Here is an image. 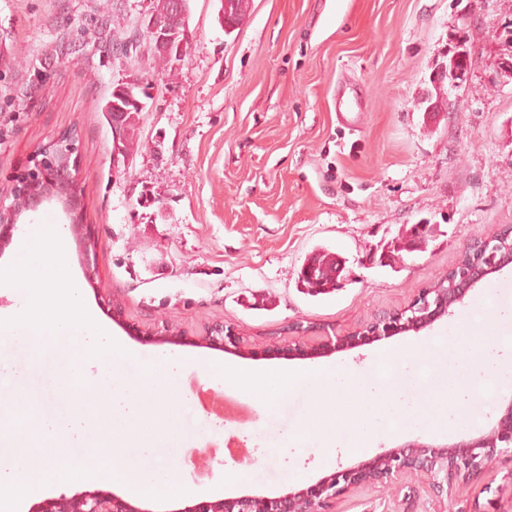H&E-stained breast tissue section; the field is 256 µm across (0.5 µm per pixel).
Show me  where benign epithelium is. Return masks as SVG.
<instances>
[{
  "label": "benign epithelium",
  "mask_w": 512,
  "mask_h": 512,
  "mask_svg": "<svg viewBox=\"0 0 512 512\" xmlns=\"http://www.w3.org/2000/svg\"><path fill=\"white\" fill-rule=\"evenodd\" d=\"M188 0H176L173 14L167 19L153 18L148 33L153 48L162 54L180 53L184 41L176 40L178 27L186 26ZM448 68L444 76L448 84L459 86L465 76L466 50L457 44L449 49ZM79 130L74 128L41 146L29 158V166L14 181L9 196L11 202H0V246L12 235L17 224L45 203L58 205L69 221L84 254L94 248L85 224L80 182L82 168L76 149ZM476 252L473 265L459 271L455 268L448 277L431 288L423 289L407 306L377 316L372 321L344 334H330L320 327H297L296 335L288 340L273 339L253 351L255 356L323 357L335 351L369 346L383 338L398 334L420 333L435 321L455 314L473 287L487 276L512 263V234L495 230L472 239L463 246L461 254ZM141 340L154 345L235 348L243 343L234 328L215 321L205 334L192 340L186 332L173 325L155 329ZM512 455V400L495 424L476 438L436 444L419 439L376 454L374 457L336 470L320 477L315 483L277 496L259 492L234 497L213 498L186 506L179 512H336L337 505L350 493L364 488L403 490L407 476L415 475L432 487L434 504L442 507L458 487L479 477L503 457ZM29 512H152L134 504L117 493L85 490L68 496L64 493L49 496L36 503Z\"/></svg>",
  "instance_id": "benign-epithelium-1"
}]
</instances>
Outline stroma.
<instances>
[{
    "label": "stroma",
    "mask_w": 512,
    "mask_h": 512,
    "mask_svg": "<svg viewBox=\"0 0 512 512\" xmlns=\"http://www.w3.org/2000/svg\"><path fill=\"white\" fill-rule=\"evenodd\" d=\"M155 0H0V198L29 156L60 133L80 131L89 259L70 240L72 275L96 325L141 354L168 357L169 415L189 439L165 450L131 449L139 461L168 454L189 465L194 484L217 485L225 444L258 445L274 462L244 457L246 490L284 493L374 449L291 447L299 403L241 428L201 408L196 385H210L208 360L245 368L276 358L193 346L139 345L136 334L165 322L195 337L216 320L246 344L294 323L343 333L399 309L447 275L466 240L512 225V82L498 78L512 55V0H249L243 22L225 32L222 0H190L180 55L159 56L147 25ZM125 51H107L100 26ZM468 51L466 79L449 89L448 49ZM366 93L358 131L336 122L334 92ZM145 89L138 144L118 154L102 105L116 85ZM439 101L427 109L428 98ZM431 227L419 250L380 259L414 225ZM318 247L345 262L336 292L311 297L298 273ZM268 297L249 308L251 294ZM120 317H113L109 298ZM441 319L419 334L336 352L328 363L359 368L378 348L404 349L447 335ZM512 389L495 386L487 412L452 433L439 404L404 413L401 440L441 442L486 432ZM512 461L464 485L458 501L495 502L512 512ZM411 499L363 489L340 512H433L428 485Z\"/></svg>",
    "instance_id": "obj_1"
}]
</instances>
